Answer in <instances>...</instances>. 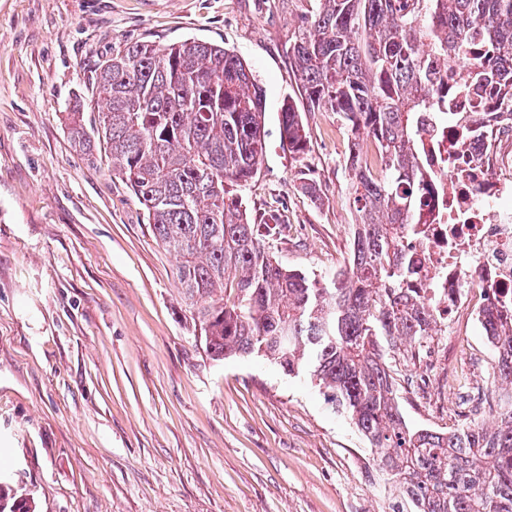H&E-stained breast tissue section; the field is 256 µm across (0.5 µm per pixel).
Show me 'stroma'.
Masks as SVG:
<instances>
[{"label": "stroma", "instance_id": "stroma-1", "mask_svg": "<svg viewBox=\"0 0 512 512\" xmlns=\"http://www.w3.org/2000/svg\"><path fill=\"white\" fill-rule=\"evenodd\" d=\"M315 6L0 0V477L37 512H389L392 483L309 375L206 357L175 256L64 123L114 44L223 45L266 95L268 149L243 202L252 218L279 215L270 254L328 277L348 261L355 210L347 132L335 113L306 111L288 57ZM287 98L304 111L301 158L280 145ZM393 366L406 421L450 432L471 419L466 396L489 388L492 349L462 318Z\"/></svg>", "mask_w": 512, "mask_h": 512}]
</instances>
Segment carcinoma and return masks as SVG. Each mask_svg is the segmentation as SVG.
<instances>
[{"label":"carcinoma","mask_w":512,"mask_h":512,"mask_svg":"<svg viewBox=\"0 0 512 512\" xmlns=\"http://www.w3.org/2000/svg\"><path fill=\"white\" fill-rule=\"evenodd\" d=\"M309 112H334L350 139L345 169L357 213L348 266L322 282L266 252L273 213L256 223L239 191L266 151L263 90L223 46L187 39L112 46L87 99L67 112L70 138L103 153L131 188L155 238L177 258L197 339L210 359L256 355L287 375L309 372L329 403L374 448L398 488L391 512H512V321L493 325L497 420L443 433L408 425L390 356L434 336L436 314L405 283V248L433 176L418 113L438 112L443 74L469 66L463 86L481 109H512V0H317L288 47ZM288 153H307L302 114L279 112ZM376 150L374 171L364 144ZM37 512L0 481V512Z\"/></svg>","instance_id":"cac0c4a2"}]
</instances>
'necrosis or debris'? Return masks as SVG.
<instances>
[{"label": "necrosis or debris", "instance_id": "4bbe7bcc", "mask_svg": "<svg viewBox=\"0 0 512 512\" xmlns=\"http://www.w3.org/2000/svg\"><path fill=\"white\" fill-rule=\"evenodd\" d=\"M450 113L419 116L426 163L437 175L426 199L427 221L415 225L407 245L419 274L411 286L430 301L439 326L461 309L481 319L491 306L512 316V114H473L458 88ZM483 289L481 303L471 288Z\"/></svg>", "mask_w": 512, "mask_h": 512}]
</instances>
